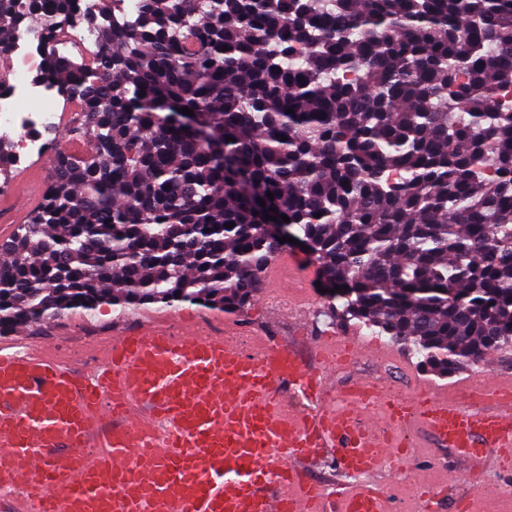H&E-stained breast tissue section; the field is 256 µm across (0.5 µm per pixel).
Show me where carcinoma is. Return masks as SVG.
Returning a JSON list of instances; mask_svg holds the SVG:
<instances>
[{
  "label": "carcinoma",
  "instance_id": "1",
  "mask_svg": "<svg viewBox=\"0 0 512 512\" xmlns=\"http://www.w3.org/2000/svg\"><path fill=\"white\" fill-rule=\"evenodd\" d=\"M121 2L0 0V52L27 19L98 43L43 47L78 124L0 244V336L102 306L243 310L285 215L338 320L437 377L512 347V0H136L119 23ZM183 107L210 138L170 121ZM53 34V46L63 56H81L92 54L97 49L96 35L81 27H66L64 34Z\"/></svg>",
  "mask_w": 512,
  "mask_h": 512
}]
</instances>
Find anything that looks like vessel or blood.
<instances>
[{"mask_svg": "<svg viewBox=\"0 0 512 512\" xmlns=\"http://www.w3.org/2000/svg\"><path fill=\"white\" fill-rule=\"evenodd\" d=\"M40 179L25 171L0 210L37 206ZM284 383L316 407L288 411ZM326 391L288 347L250 354L158 318L121 331L85 368L49 343L1 345L0 512H386L377 476L406 451L367 422L377 387L358 381L334 405ZM383 411L462 461L512 453L511 378L485 383L475 403L443 393ZM328 448L342 474L329 486L305 475Z\"/></svg>", "mask_w": 512, "mask_h": 512, "instance_id": "b4317fda", "label": "vessel or blood"}]
</instances>
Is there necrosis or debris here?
<instances>
[{"label":"necrosis or debris","mask_w":512,"mask_h":512,"mask_svg":"<svg viewBox=\"0 0 512 512\" xmlns=\"http://www.w3.org/2000/svg\"><path fill=\"white\" fill-rule=\"evenodd\" d=\"M44 33L40 23H24L0 51V140L11 145L18 164L49 154V133L68 125L50 87L38 78Z\"/></svg>","instance_id":"1"}]
</instances>
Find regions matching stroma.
<instances>
[{"label": "stroma", "instance_id": "obj_1", "mask_svg": "<svg viewBox=\"0 0 512 512\" xmlns=\"http://www.w3.org/2000/svg\"><path fill=\"white\" fill-rule=\"evenodd\" d=\"M281 257L280 264L269 265L263 291L248 309L227 313L186 304L172 310V317L178 323L233 322L256 338L267 336L293 349L313 371L321 368L318 347L323 340L358 346L348 367L329 372L328 390L333 395L348 392L355 379L366 376L376 381L380 394L394 392L412 398L422 386L455 392L486 371L512 378V348L445 378L425 372L416 357L389 337L372 336L352 325L343 327L328 317L329 302L317 288L320 275L311 257L298 250L284 251ZM150 315L147 309L119 314L106 307L92 315L73 313L61 319H44L27 329L26 335L34 342L48 341L62 348L83 333L111 336ZM402 435L412 449L410 458L402 469L387 468L380 475L390 512H424L420 494L425 490L442 494L439 512H459L463 502L472 512H512V462L489 457L471 464L470 478L459 479L455 473L460 463L453 451L433 447L424 428L415 425Z\"/></svg>", "mask_w": 512, "mask_h": 512}]
</instances>
